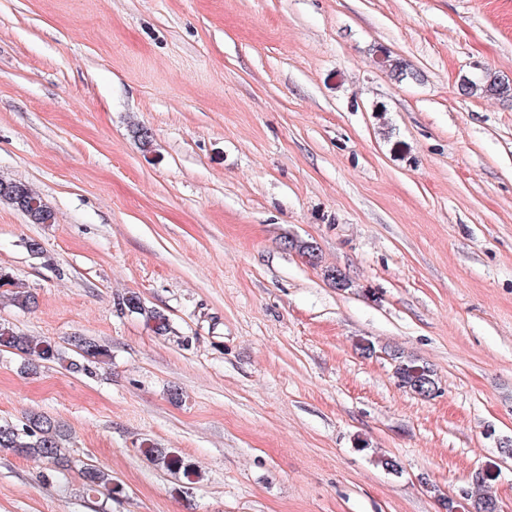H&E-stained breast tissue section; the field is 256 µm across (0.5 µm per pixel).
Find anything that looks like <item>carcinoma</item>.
<instances>
[{
    "label": "carcinoma",
    "instance_id": "cac0c4a2",
    "mask_svg": "<svg viewBox=\"0 0 512 512\" xmlns=\"http://www.w3.org/2000/svg\"><path fill=\"white\" fill-rule=\"evenodd\" d=\"M459 89L466 96H495L509 100L512 98V84L499 79L485 69L479 75L463 76ZM0 199L22 211L33 224L54 223V212L36 195L27 184L18 181H0ZM284 245L295 250L308 263H319L318 248L311 242L291 239ZM0 296L12 305L28 309L35 304V296L22 284L14 281L7 273L0 271ZM0 351L11 352L24 358L23 369L36 372L39 363H55L74 372L93 374L96 364L103 361L107 351L100 344L87 339L74 342L73 352L68 348L45 337L24 334L8 323H0ZM398 384L424 395L435 393L437 386L432 371L417 362L398 361L395 371ZM68 429L56 420L43 415L33 414L26 422L17 425L0 421V450L7 449L17 455L46 460L54 467L68 462ZM148 459L156 466L181 468L183 461L168 454L162 448H149ZM82 476L88 490L98 492L110 490L112 475L107 471L87 464ZM492 476L486 471L474 474L473 484L481 490L472 505L473 512H499L498 499L492 490Z\"/></svg>",
    "mask_w": 512,
    "mask_h": 512
}]
</instances>
